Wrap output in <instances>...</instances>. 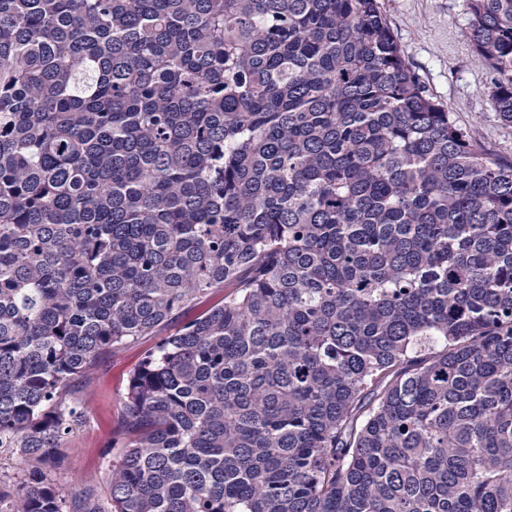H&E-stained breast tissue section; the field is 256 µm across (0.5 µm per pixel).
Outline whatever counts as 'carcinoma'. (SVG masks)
<instances>
[{"instance_id": "1", "label": "carcinoma", "mask_w": 512, "mask_h": 512, "mask_svg": "<svg viewBox=\"0 0 512 512\" xmlns=\"http://www.w3.org/2000/svg\"><path fill=\"white\" fill-rule=\"evenodd\" d=\"M469 37L512 127V0H471ZM141 336L111 507L32 474L0 512H512V159L378 0H0L20 470Z\"/></svg>"}]
</instances>
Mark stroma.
<instances>
[{"instance_id":"1","label":"stroma","mask_w":512,"mask_h":512,"mask_svg":"<svg viewBox=\"0 0 512 512\" xmlns=\"http://www.w3.org/2000/svg\"><path fill=\"white\" fill-rule=\"evenodd\" d=\"M396 39L435 98L489 150L512 158V127L502 125L492 105L489 74L469 39V0H381ZM157 339L143 336L112 349L91 382H76L83 426L67 436L63 463L45 473L61 494L79 484L110 495L111 428L128 377Z\"/></svg>"}]
</instances>
